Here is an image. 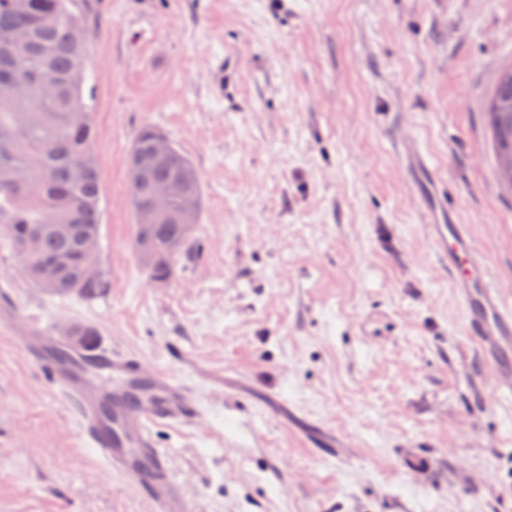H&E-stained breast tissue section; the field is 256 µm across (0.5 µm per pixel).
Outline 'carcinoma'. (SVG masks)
<instances>
[{
	"label": "carcinoma",
	"instance_id": "obj_1",
	"mask_svg": "<svg viewBox=\"0 0 512 512\" xmlns=\"http://www.w3.org/2000/svg\"><path fill=\"white\" fill-rule=\"evenodd\" d=\"M92 37L77 0H0V80L32 83V92L0 98V235L19 255L29 281L59 295L97 296L107 282L83 279L74 255L78 240L100 232L103 182L93 151L96 137L90 100L93 89L79 69L87 68ZM86 113L82 127L69 113ZM487 114L496 161L512 159V65L496 79ZM154 126L145 124L133 143L144 165L142 186L131 192L134 211L150 205V188L171 189L168 210L154 224H134L133 240L154 241L151 275L170 280L177 262L198 253L182 231L188 200L202 209L200 176L181 150L155 160L148 154ZM37 234V246L28 240Z\"/></svg>",
	"mask_w": 512,
	"mask_h": 512
}]
</instances>
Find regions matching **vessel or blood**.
<instances>
[{
	"instance_id": "1",
	"label": "vessel or blood",
	"mask_w": 512,
	"mask_h": 512,
	"mask_svg": "<svg viewBox=\"0 0 512 512\" xmlns=\"http://www.w3.org/2000/svg\"><path fill=\"white\" fill-rule=\"evenodd\" d=\"M404 151L414 179L432 177V162L417 144L406 143ZM420 203L428 243L451 273L464 330L485 363L496 369L500 395L512 396V305L494 285L468 225L460 223L445 194L430 190L421 194ZM14 339L50 383L74 401L81 435L96 456L138 486L153 512H192L169 467L168 451L154 446L150 431L151 424L177 423L193 413L194 404L178 380L164 372L142 376L134 359L98 347L57 356L60 342L42 327L15 331ZM98 375L111 379V388L98 386Z\"/></svg>"
}]
</instances>
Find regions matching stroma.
Here are the masks:
<instances>
[{"label": "stroma", "mask_w": 512, "mask_h": 512, "mask_svg": "<svg viewBox=\"0 0 512 512\" xmlns=\"http://www.w3.org/2000/svg\"><path fill=\"white\" fill-rule=\"evenodd\" d=\"M104 185L96 297L34 287L14 324L92 328L197 403L153 427L193 512H512V399L463 329L402 161L418 143L512 302V189L486 103L512 0H81ZM149 123L197 168L199 251L154 282L127 179ZM0 512H153L0 324Z\"/></svg>", "instance_id": "35a3bbf8"}]
</instances>
